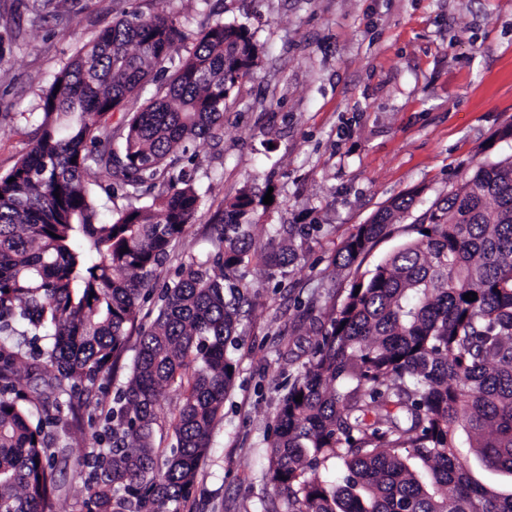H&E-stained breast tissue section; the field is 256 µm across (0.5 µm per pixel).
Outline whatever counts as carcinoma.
<instances>
[{
    "label": "carcinoma",
    "instance_id": "1",
    "mask_svg": "<svg viewBox=\"0 0 512 512\" xmlns=\"http://www.w3.org/2000/svg\"><path fill=\"white\" fill-rule=\"evenodd\" d=\"M184 39L157 14L132 13L101 31L43 92L35 140L0 175V512H45L59 492L49 449L94 427L88 396L110 383L141 297L198 212L193 179L172 171V156L221 125L227 100L259 64L242 24L216 19L173 57ZM166 59L165 82L128 111ZM114 112L123 113L119 155ZM95 167L108 173L109 194L148 193L150 204L98 223L86 186ZM262 204L241 189L216 219L217 251L182 263L163 286L103 416L109 448L77 462L88 469L84 512H179L190 494L234 387L249 294L239 268L257 252L284 269L304 256L313 230L281 224L258 244ZM412 204L402 197L358 225L343 265ZM415 230L330 307L309 366L282 398L267 478L291 512H512V154L476 163ZM43 361L57 375L42 376ZM172 385L183 397L160 465L159 396ZM46 387L67 411L46 404ZM336 465L330 480L308 477Z\"/></svg>",
    "mask_w": 512,
    "mask_h": 512
}]
</instances>
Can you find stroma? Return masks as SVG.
I'll return each instance as SVG.
<instances>
[{"instance_id": "obj_1", "label": "stroma", "mask_w": 512, "mask_h": 512, "mask_svg": "<svg viewBox=\"0 0 512 512\" xmlns=\"http://www.w3.org/2000/svg\"><path fill=\"white\" fill-rule=\"evenodd\" d=\"M164 14L191 36L214 18L246 25L261 47L223 126L180 167L200 197L157 272L213 252L212 224L239 189L272 195V224H320L286 276L243 267L250 287L233 389L180 512H288L266 471L275 415L304 371L354 271L335 265L354 229L405 195L414 205L365 255L370 270L483 155L512 152V0H0V174L34 140L41 94L84 43L125 15ZM91 431L55 448L62 490L50 512H80L77 461Z\"/></svg>"}]
</instances>
